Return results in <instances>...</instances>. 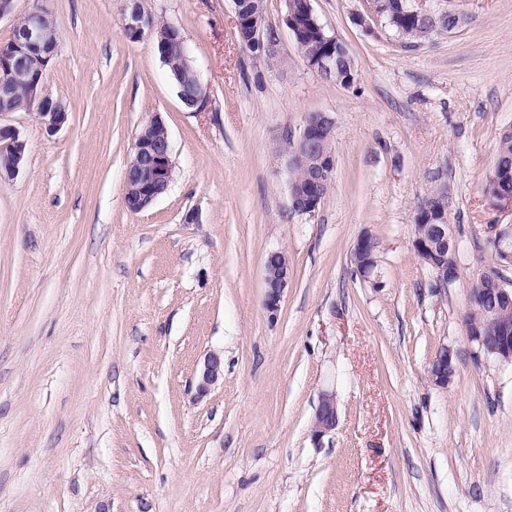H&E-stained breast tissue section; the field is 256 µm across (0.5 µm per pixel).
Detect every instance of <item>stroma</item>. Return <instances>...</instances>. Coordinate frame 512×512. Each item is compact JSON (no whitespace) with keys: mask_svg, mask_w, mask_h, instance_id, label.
<instances>
[{"mask_svg":"<svg viewBox=\"0 0 512 512\" xmlns=\"http://www.w3.org/2000/svg\"><path fill=\"white\" fill-rule=\"evenodd\" d=\"M275 61L236 37L233 0H141L181 29L207 85L186 110L150 41L122 35L127 0H14L60 34L24 171L0 183V512H512V366L466 332L488 232L512 224L484 193L512 125V0H443L453 32L411 46L363 0H313L347 46L346 87L304 63L280 21ZM335 119L334 182L314 215L288 208L280 137ZM168 127L173 177L139 213L123 201L137 129ZM444 190L458 280L435 286L412 248L418 203ZM196 213V223L186 222ZM379 243V278L351 250ZM294 281L263 306L266 254ZM457 352L448 386L427 368ZM224 381L196 399L204 355ZM339 422L314 434L322 393ZM373 249L372 236L369 233H363L357 238L351 252L352 260L357 265L364 266L370 276L377 267V263L373 262Z\"/></svg>","mask_w":512,"mask_h":512,"instance_id":"1","label":"stroma"}]
</instances>
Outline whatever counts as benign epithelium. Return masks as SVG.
<instances>
[{"label":"benign epithelium","instance_id":"1","mask_svg":"<svg viewBox=\"0 0 512 512\" xmlns=\"http://www.w3.org/2000/svg\"><path fill=\"white\" fill-rule=\"evenodd\" d=\"M428 0H410L404 6L402 0L392 4L389 0H366L368 13L374 18H383L393 12V7L408 10L423 20L452 21L454 26L463 23V17L441 6H428ZM288 10L282 18L293 39L298 40L309 30L327 46L324 53L303 57V61L317 74L334 73L346 66H354L346 45L336 36L329 34L315 14L312 0H286ZM236 22L246 23L262 41L261 51L278 52L280 40L263 41V33L270 23L261 6L252 7L250 14H236ZM124 37L137 40H153L155 29L150 18L137 6L128 9L122 26ZM59 42V32L53 25L32 19L24 25L14 26L8 43L17 47L30 58L28 63L0 60V181L18 176L23 168L27 142L18 127L5 121L9 115L19 111L14 95L18 88L27 89L26 110H36L46 130L60 129L68 121L66 105L45 94L46 74ZM171 57L178 64L191 68L194 60L184 39H175L170 45ZM335 119L328 112H310L296 131L286 130L282 140L288 149L279 153L282 165L279 173L284 176L289 210L299 215L313 214L334 179L336 158L329 144L334 139ZM305 155L310 169L305 180H293L292 161ZM173 171L171 144L167 126L160 114H154L138 129L124 172V202L134 200L135 211L140 212L164 194L170 185ZM485 195L491 206L501 211H512V195L501 196L484 186ZM448 218L445 195H440L435 210L414 214L412 225V246L419 259L429 266L438 284L453 283L459 278L457 262L458 245L451 228L441 223ZM490 239L498 255V265H512V224H495L490 227ZM372 236L361 234L352 249V260L373 274L377 263L373 262ZM293 268L288 255L282 250L269 252L263 267V305L270 316H276L280 303L291 285ZM483 288L471 296L490 314L512 310V285L505 282L499 270L482 271ZM470 341L476 346V355L500 363L512 364V327L504 326L497 336H485L477 327L467 329ZM456 351L447 344L438 347L429 362L428 377L439 387H446L455 373ZM224 379V355L211 351L203 359L197 373L195 391L197 398L205 397L212 388ZM338 411L335 396L324 393L319 399L314 416L315 432L324 435L336 428Z\"/></svg>","mask_w":512,"mask_h":512}]
</instances>
